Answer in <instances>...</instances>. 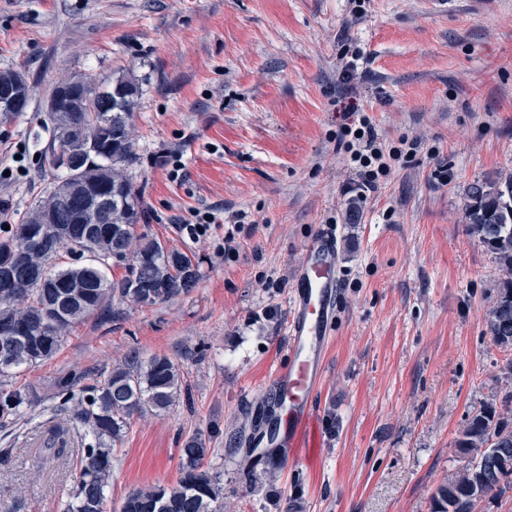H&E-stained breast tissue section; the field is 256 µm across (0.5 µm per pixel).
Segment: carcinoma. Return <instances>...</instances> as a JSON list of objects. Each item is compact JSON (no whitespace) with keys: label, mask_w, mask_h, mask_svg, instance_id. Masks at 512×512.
Segmentation results:
<instances>
[{"label":"carcinoma","mask_w":512,"mask_h":512,"mask_svg":"<svg viewBox=\"0 0 512 512\" xmlns=\"http://www.w3.org/2000/svg\"><path fill=\"white\" fill-rule=\"evenodd\" d=\"M112 86V108L99 103V89ZM56 87L80 92L61 115H48L50 139L41 151L44 167L57 171V146L74 150L99 144L75 170L65 171L42 197L0 239L3 248L16 244L22 228H41L65 209L67 198L89 194L112 195V223L95 213H85L70 225L69 240L47 248H30L26 267L41 272L43 283L18 276L15 288L0 293V351L12 352L9 365H0V425L20 416L30 402L27 390L8 384L16 371L52 357L63 336L91 317L111 318L112 301L148 307L189 292L200 280L199 265L157 239L142 237L133 245L136 224L142 218L139 193L128 175L138 160L131 120L138 107L139 85L128 76H70ZM112 112V127L102 126V116ZM463 219L468 229L494 256L506 279L486 312L487 331L493 341L512 351V175L486 177L469 185ZM73 256L67 265L55 263L59 250ZM120 253L127 274L119 281L108 277V260ZM61 386L71 418L89 426L91 441L77 453L73 468L76 485L68 493L66 512H101L105 489L112 477V451L128 432L134 416L160 412L174 405L182 392L179 366L166 356L146 361L133 355L114 365L104 378L75 390ZM64 430L56 426L36 454L57 457V442ZM456 447L467 463L439 484L430 496L431 512H474L487 496L512 492V393L502 408L485 404L463 427ZM210 448L201 434L189 437L181 449L180 478L173 485H156L129 492L119 512H219L224 499L221 476L210 471Z\"/></svg>","instance_id":"obj_1"}]
</instances>
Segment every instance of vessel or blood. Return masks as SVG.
Returning <instances> with one entry per match:
<instances>
[{"mask_svg": "<svg viewBox=\"0 0 512 512\" xmlns=\"http://www.w3.org/2000/svg\"><path fill=\"white\" fill-rule=\"evenodd\" d=\"M338 270L336 231L320 226L292 276L288 363L274 372L269 396L256 411L258 427L251 436L253 446L287 449L292 464L315 461L323 445L318 396L325 352L334 332Z\"/></svg>", "mask_w": 512, "mask_h": 512, "instance_id": "obj_1", "label": "vessel or blood"}]
</instances>
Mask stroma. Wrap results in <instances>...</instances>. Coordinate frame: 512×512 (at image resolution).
Wrapping results in <instances>:
<instances>
[{
  "label": "stroma",
  "mask_w": 512,
  "mask_h": 512,
  "mask_svg": "<svg viewBox=\"0 0 512 512\" xmlns=\"http://www.w3.org/2000/svg\"><path fill=\"white\" fill-rule=\"evenodd\" d=\"M365 62L342 77V54ZM23 71L25 112L0 117V180L9 224L52 182L39 154L52 88L72 75L125 73L142 94L133 126L142 198L137 234L187 253L189 293L121 317L76 324L50 359L17 373L31 402L0 431V512H64L87 426L58 397L137 353L180 368L167 412L134 418L112 459L103 512L129 491L176 482L193 434L209 442L222 512H429V497L467 459V420L512 390V353L483 321L502 281L462 220L470 183L512 175V0H0V70ZM357 106L385 145L417 139L355 219L358 181L336 153ZM181 153L179 179L154 166ZM245 213L190 240L199 211ZM319 224L342 257L336 326L320 409L328 440L315 464L273 465L248 445L251 420L288 353L291 277ZM65 427L60 459L34 456L47 419ZM276 478H269L270 467Z\"/></svg>",
  "instance_id": "35a3bbf8"
}]
</instances>
